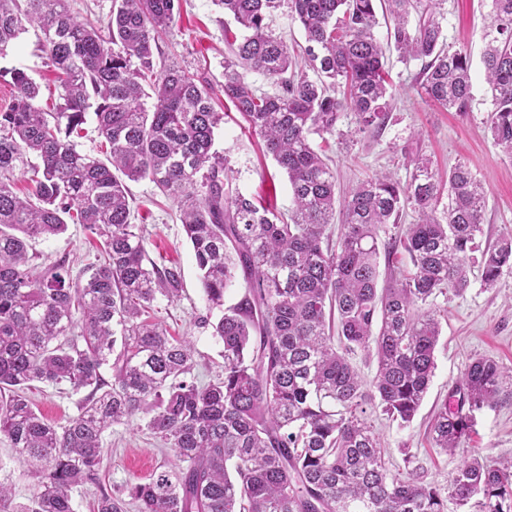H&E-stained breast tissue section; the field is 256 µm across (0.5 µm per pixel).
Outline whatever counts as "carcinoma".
<instances>
[{
  "instance_id": "cac0c4a2",
  "label": "carcinoma",
  "mask_w": 512,
  "mask_h": 512,
  "mask_svg": "<svg viewBox=\"0 0 512 512\" xmlns=\"http://www.w3.org/2000/svg\"><path fill=\"white\" fill-rule=\"evenodd\" d=\"M213 2L243 30L224 28V97L286 172V217L231 190L228 160L213 151L220 116L209 88L155 57L181 0H112L105 33L67 0H0V56L39 29L63 89L57 111L45 112L39 88L14 68V99L0 111V438L28 458L37 480L26 503L0 482V512H75L72 491L85 484L98 488L92 512H126L125 499L101 483L102 436L136 417L176 459L126 488L137 512H447L448 501L461 510L475 497L483 512H512L511 460L471 454L444 497L418 474L393 473L369 422L370 409L401 424L417 414L441 333L433 301L467 288L486 195L466 164L443 179L418 156L407 181L376 174L337 198L310 136L333 134L342 112L362 131L387 119L376 0ZM385 2L394 48L422 61L424 95L468 111L470 60L443 43L445 0ZM284 9L304 30L313 79L295 75L293 53L271 29ZM490 28L488 124L511 158L512 0H492ZM250 72L278 91L255 89ZM90 112L109 145L106 162L71 140ZM27 156L34 190L22 198L10 176ZM127 179H147L177 202L203 294L223 309L217 321H199L224 348V374L206 383L195 375L191 341L152 316L158 298L180 297L182 272L146 264ZM409 206L419 222L380 245L379 229ZM68 217L102 242L84 284L64 262L35 266L28 252L29 241L65 232ZM401 253L411 267L399 266ZM382 256L390 277L381 286ZM479 268L487 288L512 274V235L487 246ZM239 276L245 292L226 307ZM359 350L376 362L369 380L350 362ZM31 382L89 393L76 417L54 425L27 396ZM507 382L511 369L471 362L434 415V447L459 448L474 413L496 405Z\"/></svg>"
}]
</instances>
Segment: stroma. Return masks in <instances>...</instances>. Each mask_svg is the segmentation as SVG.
I'll use <instances>...</instances> for the list:
<instances>
[{
  "mask_svg": "<svg viewBox=\"0 0 512 512\" xmlns=\"http://www.w3.org/2000/svg\"><path fill=\"white\" fill-rule=\"evenodd\" d=\"M491 0H447L443 34L450 50L470 58L471 101L466 112H444L420 93L416 79L418 61L402 62L397 51H387L390 73L388 100L391 112L382 129L360 130L353 113H341L336 132L312 136L313 147L327 155L336 175V190L345 194L362 179L377 172L391 173L405 181L415 156L429 158L435 170L447 174L465 163L486 189L479 246L512 233V158L504 155L489 132L487 121L493 109L484 79L483 51L490 25ZM212 0H185L180 15L158 39L166 64L182 68L203 81L213 92L222 119L215 130L214 149L226 156L234 190L252 196L285 213L292 207L287 175L265 150L261 138L251 134L234 106L224 98V56L228 48L224 30L234 27ZM22 68L39 87L36 103L55 111L62 89L42 49L40 34L30 30L20 35L6 56L0 57V109L13 100L10 71ZM133 223L142 225L146 249L157 264H180L183 291L177 300L158 299V319L170 332L188 337L194 344L196 371L202 379L221 374L223 346L210 330L199 327L200 316L219 318L221 309L209 308L201 288L199 271L180 221L176 202L163 196L153 183L143 179L128 185ZM41 263L64 262L72 277L87 278L96 260L97 242L83 225H68L66 231L33 243ZM441 336L435 351L436 369L424 401L414 420L406 425L373 412L371 420L379 434L393 472L414 471L424 480L447 488L451 472L463 455L476 450L484 457H512V393L503 392L501 402L474 414L469 438L450 455L433 448L428 429L448 391L475 358L490 357L512 368V275L503 276L496 287H484L479 272H472L462 292L438 295ZM85 390L35 384L29 396L41 415L51 423H66L78 414ZM106 448L102 478L113 490L146 481L165 462L160 442L145 421L115 424L103 436ZM0 481L10 485L19 502L27 501L34 481L27 466L9 442L0 440Z\"/></svg>",
  "mask_w": 512,
  "mask_h": 512,
  "instance_id": "stroma-1",
  "label": "stroma"
}]
</instances>
